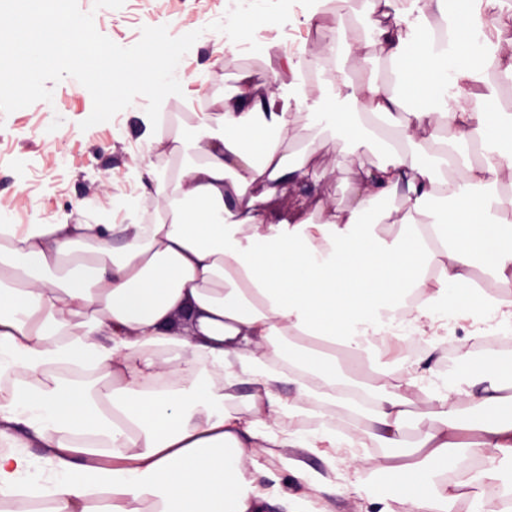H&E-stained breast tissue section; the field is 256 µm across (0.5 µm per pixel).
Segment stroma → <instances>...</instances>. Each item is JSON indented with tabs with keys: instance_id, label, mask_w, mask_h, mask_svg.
I'll return each mask as SVG.
<instances>
[{
	"instance_id": "35a3bbf8",
	"label": "stroma",
	"mask_w": 512,
	"mask_h": 512,
	"mask_svg": "<svg viewBox=\"0 0 512 512\" xmlns=\"http://www.w3.org/2000/svg\"><path fill=\"white\" fill-rule=\"evenodd\" d=\"M233 4L234 0H161L158 10L151 12L139 9L135 0H124L117 9H98L94 0H78L81 11L93 12L97 31L122 47L135 45L142 28L149 24L166 26L173 37L199 31V38L180 61L183 94L169 100L174 111L169 115L167 135L172 140L193 124L199 103H206L209 111H220L219 101L229 94L237 73H264L269 69L258 45L282 38L283 28L275 25L255 31L250 42L236 51L219 58L213 55V46L221 34L211 30L210 25L223 20ZM146 107V98L136 97L110 121L85 131L79 124L93 108L92 97L85 89L58 107L38 101L6 115L0 113V136L9 141L8 154L0 158V206L15 203L24 207L28 215L41 219L77 206L87 216L97 218L116 211L119 203L127 200L133 201L137 213L152 210L154 199L146 193H138L132 200L124 193L103 196L98 190L101 178L111 174L137 180L142 164L135 149L142 144L141 114ZM299 136L298 145L288 146L287 155H294L297 146L311 144L316 148V161H337L338 169L327 174L322 189L336 198H347L357 167L354 157L336 142L313 141L311 131L300 130ZM463 341L473 348L476 361L512 360V349H479L472 322L460 320L452 323L448 342L434 354V362L444 364L449 352ZM343 373L370 386L380 385L385 377L400 376L392 355L385 353L356 355L344 366ZM405 454L402 448H362L351 458L346 449L340 448L330 460L313 454L303 455L302 460L310 471L329 477L343 488L342 494L326 497L327 512H379L374 494L351 488L353 470H369L384 458Z\"/></svg>"
}]
</instances>
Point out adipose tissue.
<instances>
[{
  "mask_svg": "<svg viewBox=\"0 0 512 512\" xmlns=\"http://www.w3.org/2000/svg\"><path fill=\"white\" fill-rule=\"evenodd\" d=\"M312 2L296 22L325 40L330 97H305L307 52L261 43L271 75L240 73L222 111L197 113L176 147L189 161L172 174L144 165L152 223L59 212L0 225V502L11 512H326L320 496L338 486L288 449L402 447L418 389L435 425L416 460L354 469V487L385 473L380 512H457L463 500L500 512L489 489L512 481V362L475 372L459 348L450 386L429 361L449 318L512 324V113L488 73L512 76V8L354 0L343 17ZM371 45L378 56L351 78L344 55ZM300 124L354 152L382 145V157L359 163L336 199L310 149L284 153ZM289 187L311 188L312 207H279ZM393 198L403 207L384 208ZM83 267L90 282L71 276ZM479 272L495 293L477 290ZM386 339L415 345L399 358L402 383L337 377L338 355ZM358 388L367 429L301 427L309 405ZM462 447L486 460L467 495L445 479ZM276 448L299 491L249 470Z\"/></svg>",
  "mask_w": 512,
  "mask_h": 512,
  "instance_id": "1",
  "label": "adipose tissue"
}]
</instances>
